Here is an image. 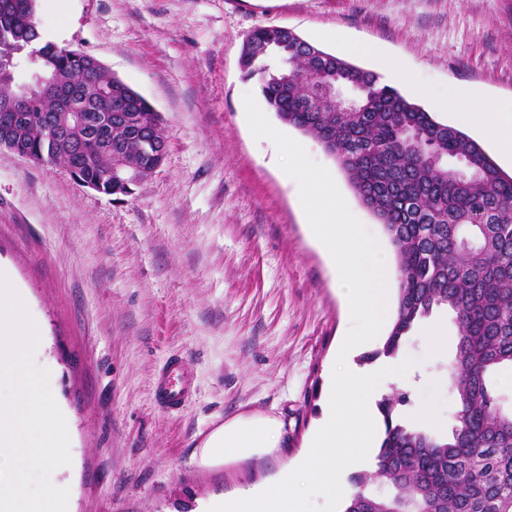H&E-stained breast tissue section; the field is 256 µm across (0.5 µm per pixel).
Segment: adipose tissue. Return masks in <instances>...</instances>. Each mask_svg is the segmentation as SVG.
I'll list each match as a JSON object with an SVG mask.
<instances>
[{
    "label": "adipose tissue",
    "mask_w": 512,
    "mask_h": 512,
    "mask_svg": "<svg viewBox=\"0 0 512 512\" xmlns=\"http://www.w3.org/2000/svg\"><path fill=\"white\" fill-rule=\"evenodd\" d=\"M415 95L430 99L448 112L457 125L471 128L488 140L497 157L512 165V101L488 108L485 95L474 87L440 90L424 82H413ZM281 426L272 419L229 424L219 429L205 447L206 453L248 457L278 447Z\"/></svg>",
    "instance_id": "1"
}]
</instances>
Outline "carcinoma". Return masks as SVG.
I'll use <instances>...</instances> for the list:
<instances>
[{
    "mask_svg": "<svg viewBox=\"0 0 512 512\" xmlns=\"http://www.w3.org/2000/svg\"><path fill=\"white\" fill-rule=\"evenodd\" d=\"M0 12V58L18 56L35 40L23 22L31 0H8ZM282 27L259 28L240 59L246 79H258L278 118L313 136L338 161L363 206L381 222L396 257V315L382 348L366 355L394 358L419 322L446 308L457 327L448 362V387L457 401V423L445 437L405 425L398 406L407 396L380 404L385 432L374 477H352L343 512H512V404L489 383L512 370V176L465 132L438 121L422 106L383 84L380 76L344 58L316 49L293 64L268 56L283 38ZM47 69L68 88L69 102L96 128L72 149L68 140L47 139L46 119L70 121L51 99L33 100L20 123L0 110V135L7 134L47 163L66 160L76 183L107 180L122 157L128 178L148 176L149 159L137 129L162 138L147 101L107 73L92 84L80 79L76 56L45 42ZM339 77L359 95L344 111L323 92L317 70ZM122 113L116 119L113 113Z\"/></svg>",
    "mask_w": 512,
    "mask_h": 512,
    "instance_id": "obj_1",
    "label": "carcinoma"
}]
</instances>
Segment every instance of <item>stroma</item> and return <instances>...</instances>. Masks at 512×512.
I'll list each match as a JSON object with an SVG mask.
<instances>
[{"instance_id":"1","label":"stroma","mask_w":512,"mask_h":512,"mask_svg":"<svg viewBox=\"0 0 512 512\" xmlns=\"http://www.w3.org/2000/svg\"><path fill=\"white\" fill-rule=\"evenodd\" d=\"M52 42L97 57L136 90L167 140L161 167L133 195L80 186L59 163L0 151V264L10 268L46 347L38 365L68 416L72 462L60 474L72 512H189L197 500L268 487L308 451L322 399L351 326L335 271L312 237L279 152L254 137L239 57L253 30L280 26L335 55L376 46L404 75L439 88L473 85L512 99V0H37ZM267 119L325 167L381 246V224L312 136ZM448 344L429 353L420 331L402 421L429 404L447 433L457 402ZM191 365L196 392L178 412L155 401L157 371ZM246 417L278 420L271 454L204 458L209 437Z\"/></svg>"}]
</instances>
